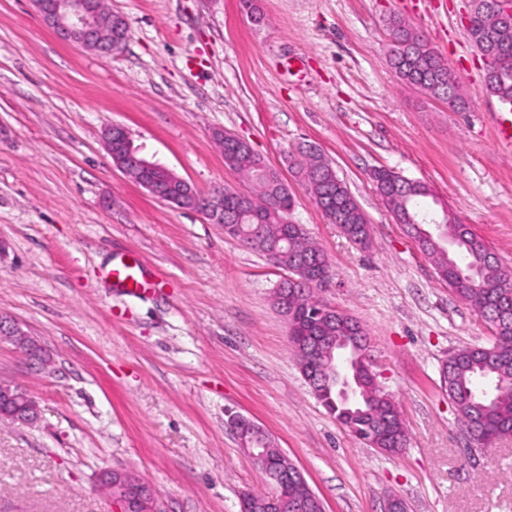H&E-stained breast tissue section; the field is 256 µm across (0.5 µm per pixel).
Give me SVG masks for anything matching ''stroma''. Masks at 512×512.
Segmentation results:
<instances>
[{
	"label": "stroma",
	"mask_w": 512,
	"mask_h": 512,
	"mask_svg": "<svg viewBox=\"0 0 512 512\" xmlns=\"http://www.w3.org/2000/svg\"><path fill=\"white\" fill-rule=\"evenodd\" d=\"M128 23L106 57L60 41L32 0H0V316L36 337L33 366L0 342V379L26 389L32 425L0 421V512H115L99 485L127 471L157 512H239L274 485L228 416L253 419L322 499L325 512H512V436L469 453L440 378L490 327L454 294L376 193L387 168L427 183L512 267V147L500 102L463 22L465 0H109ZM419 28L446 60L464 112L405 84L388 63L390 18ZM124 126L150 161L207 191L245 190L212 134L246 140L287 181L290 214L336 272L321 299L369 333L380 388L405 448L388 454L336 421L305 380L273 303L285 278L200 212L176 209L107 155ZM311 145L365 211L363 249L294 181L287 158ZM136 258L154 281L128 296L106 277Z\"/></svg>",
	"instance_id": "stroma-1"
}]
</instances>
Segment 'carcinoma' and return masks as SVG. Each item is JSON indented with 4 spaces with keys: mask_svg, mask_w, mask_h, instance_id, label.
<instances>
[{
    "mask_svg": "<svg viewBox=\"0 0 512 512\" xmlns=\"http://www.w3.org/2000/svg\"><path fill=\"white\" fill-rule=\"evenodd\" d=\"M389 31L392 41L389 61L398 77L436 100H452L456 110H465L467 101L458 81L447 62L430 47L425 35L399 17L390 19ZM468 36L480 54L491 47L503 58L504 65L497 73L484 76V84L499 101L512 102V19L499 20L478 8ZM214 137L224 147L225 164L242 174L251 185L248 212L225 221L224 232L263 254L294 278L300 277L301 262L334 277L326 254L309 241L302 225H293L288 238L281 237V226L295 204L288 184L252 150L234 141L232 134L226 132L221 137L216 132ZM290 169L328 221L351 242L363 244L360 237L368 234V219L331 163L316 148L302 147L297 156L290 159ZM130 178L139 184L145 178L164 188L167 203L177 208L191 207L197 211L205 202V192L195 189L196 206L187 203L183 193L186 182L169 179L166 169L155 163L140 174H131ZM370 178L395 222L403 225L419 248L432 259L439 277L494 332L493 352L482 354L462 348L448 358L443 368V383L456 405L462 426L481 446L511 436L512 272L498 263L488 262L489 249L485 243L457 217L438 228L443 238L451 241L453 252L430 249L415 229L417 225L425 228L440 220V215L429 204L433 191L426 183L386 168L373 170ZM278 288L288 289V310L298 312L296 318L288 319V342L299 365L314 368L317 362L313 355L297 348L298 336H367L356 319L342 312L332 319L313 315L324 303L312 287L294 285L285 278ZM338 382L339 377L329 375L328 386L319 388L317 395L355 436L373 426L374 419L399 435L405 434L395 402L369 374H363L357 396L361 407L373 410L370 416L344 418L343 407L336 396Z\"/></svg>",
    "mask_w": 512,
    "mask_h": 512,
    "instance_id": "obj_1",
    "label": "carcinoma"
}]
</instances>
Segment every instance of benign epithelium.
Instances as JSON below:
<instances>
[{"instance_id":"1","label":"benign epithelium","mask_w":512,"mask_h":512,"mask_svg":"<svg viewBox=\"0 0 512 512\" xmlns=\"http://www.w3.org/2000/svg\"><path fill=\"white\" fill-rule=\"evenodd\" d=\"M36 12L55 34L63 41L79 45L86 50L110 55L119 51L127 38L126 19L112 12L103 0H34ZM104 147L113 164L124 173L147 167L145 159L135 152L128 131L117 124L107 126L103 132ZM248 197L239 193L232 202L224 203V191L218 190L207 197L202 213L208 219L220 224L224 214L233 212L237 206H244ZM10 340L18 349L34 358L40 356V346L20 326L0 318V339ZM353 343L338 340L332 336L319 337L317 344L309 351L325 360L320 371L307 372L305 378L316 385L336 362V351L351 349ZM356 389L350 371L340 375L338 395L345 402L354 401ZM39 418V407L20 387L0 382V419L29 424ZM231 426L237 437H249L241 447L253 459L264 458L270 448L263 446L261 434L264 429L251 419L233 421ZM282 465L264 470V475L275 484V492L268 497V504L284 512L288 508L300 509L303 504H288V457L281 455ZM100 483L113 492L117 512H131L132 496L129 491H139L144 484L137 478L122 471H105L99 477Z\"/></svg>"}]
</instances>
